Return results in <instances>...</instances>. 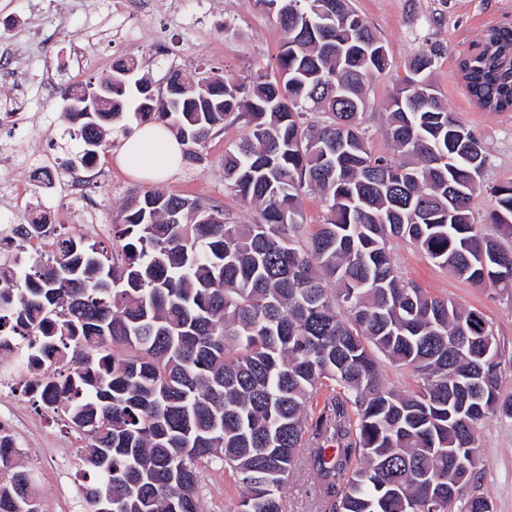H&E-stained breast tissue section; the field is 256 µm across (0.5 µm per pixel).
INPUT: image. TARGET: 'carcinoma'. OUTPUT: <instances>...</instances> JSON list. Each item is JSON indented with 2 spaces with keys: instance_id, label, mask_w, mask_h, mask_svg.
Segmentation results:
<instances>
[{
  "instance_id": "obj_1",
  "label": "carcinoma",
  "mask_w": 512,
  "mask_h": 512,
  "mask_svg": "<svg viewBox=\"0 0 512 512\" xmlns=\"http://www.w3.org/2000/svg\"><path fill=\"white\" fill-rule=\"evenodd\" d=\"M260 2L284 34L278 78L175 73L174 102L140 78L113 88L132 112L61 113L81 142L67 169L108 151L105 128L131 118L167 126L190 164L216 128L244 122L224 181L257 218L233 224L196 198L147 190L112 224V249L60 237L46 260L0 272V325L43 330V349L70 370L50 402L87 440L85 512H199L213 465L238 483V512H284L302 451L320 512H453L478 425L512 419V396L500 394L483 314L403 281L390 240L511 291L512 247L473 219L484 146L430 88L434 45L390 101L387 133L407 160L372 154L359 125L367 77L389 66L381 39L350 0ZM460 69L480 108L512 110L511 29H488ZM307 189L327 217L306 239ZM490 193V223L511 237L512 179ZM381 355L412 368L414 394L382 385ZM0 512H38L34 475L1 447Z\"/></svg>"
}]
</instances>
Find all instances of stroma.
Returning a JSON list of instances; mask_svg holds the SVG:
<instances>
[{
	"label": "stroma",
	"instance_id": "stroma-1",
	"mask_svg": "<svg viewBox=\"0 0 512 512\" xmlns=\"http://www.w3.org/2000/svg\"><path fill=\"white\" fill-rule=\"evenodd\" d=\"M355 10L381 38L389 68L367 83L368 107L361 119L370 150L397 157L386 133V105L408 61L437 44L443 49L430 81L448 109L482 141L488 163L473 216L492 232L487 216L493 186L512 178V111L487 112L469 96L460 61L479 49L491 27H512V0H352ZM129 0H0V221L25 223L29 214L51 213L66 230L83 227L84 238L112 244V224L122 206L147 190L148 182L126 174L115 147L84 169L85 195L69 190L66 154L80 140L59 120L61 88L85 84L122 59L135 60L138 75L164 89L169 77L211 68L243 77L257 68L277 71L283 34L275 15L259 0H142L129 17ZM244 122L225 123L201 147V162L182 164L159 190L196 198L222 209L230 222L252 223L256 213L224 183V153L245 136ZM392 259L400 276L428 293L465 309L481 311L502 353L500 392L512 394V294L476 286L437 267L407 240L393 239ZM0 412L25 415L28 447L19 457L37 481L39 512H75L82 463L80 441L55 414L36 403L0 400ZM316 473L299 464L282 491L288 512H317ZM201 512H237L238 493H225L224 472L204 473ZM464 496H480L493 512H512V420L490 417L477 429L475 467Z\"/></svg>",
	"mask_w": 512,
	"mask_h": 512
}]
</instances>
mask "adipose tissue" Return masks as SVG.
Listing matches in <instances>:
<instances>
[{"instance_id": "1", "label": "adipose tissue", "mask_w": 512, "mask_h": 512, "mask_svg": "<svg viewBox=\"0 0 512 512\" xmlns=\"http://www.w3.org/2000/svg\"><path fill=\"white\" fill-rule=\"evenodd\" d=\"M181 159L182 147L178 140L159 123L142 125L117 156L127 174L150 182L170 176L180 167Z\"/></svg>"}]
</instances>
